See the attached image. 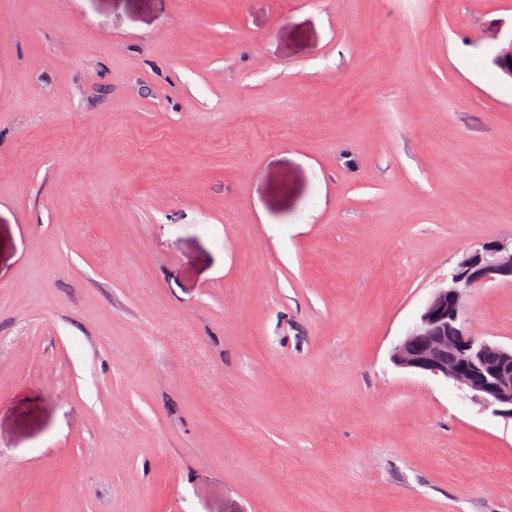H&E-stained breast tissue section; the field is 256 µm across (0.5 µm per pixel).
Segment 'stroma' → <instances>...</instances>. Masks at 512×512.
Here are the masks:
<instances>
[{"label":"stroma","instance_id":"35a3bbf8","mask_svg":"<svg viewBox=\"0 0 512 512\" xmlns=\"http://www.w3.org/2000/svg\"><path fill=\"white\" fill-rule=\"evenodd\" d=\"M512 0H0V512H512V420L393 347L512 236ZM512 347V284L464 300Z\"/></svg>","mask_w":512,"mask_h":512}]
</instances>
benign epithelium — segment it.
<instances>
[{
	"label": "benign epithelium",
	"mask_w": 512,
	"mask_h": 512,
	"mask_svg": "<svg viewBox=\"0 0 512 512\" xmlns=\"http://www.w3.org/2000/svg\"><path fill=\"white\" fill-rule=\"evenodd\" d=\"M512 282V237L469 249L448 284L437 289L408 334L393 348L401 368L441 375L496 416L512 418V348L480 340L461 321L467 293L488 283Z\"/></svg>",
	"instance_id": "obj_1"
}]
</instances>
